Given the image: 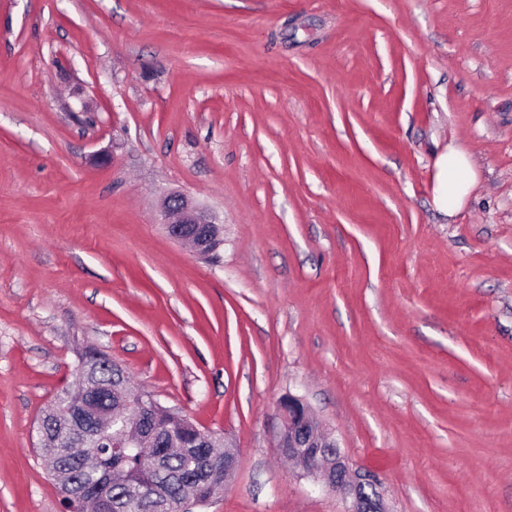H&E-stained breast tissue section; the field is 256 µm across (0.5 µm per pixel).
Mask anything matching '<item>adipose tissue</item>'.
<instances>
[{
    "mask_svg": "<svg viewBox=\"0 0 512 512\" xmlns=\"http://www.w3.org/2000/svg\"><path fill=\"white\" fill-rule=\"evenodd\" d=\"M434 168V204L441 214L453 217L477 179L473 161L464 149L451 144L437 155Z\"/></svg>",
    "mask_w": 512,
    "mask_h": 512,
    "instance_id": "adipose-tissue-1",
    "label": "adipose tissue"
}]
</instances>
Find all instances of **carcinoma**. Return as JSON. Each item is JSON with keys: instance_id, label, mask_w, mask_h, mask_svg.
Masks as SVG:
<instances>
[{"instance_id": "obj_1", "label": "carcinoma", "mask_w": 512, "mask_h": 512, "mask_svg": "<svg viewBox=\"0 0 512 512\" xmlns=\"http://www.w3.org/2000/svg\"><path fill=\"white\" fill-rule=\"evenodd\" d=\"M80 361L92 366L89 383L98 388V395L80 415L63 423L50 416L39 430L41 455L58 456L72 481L70 512H84L81 496L93 489L109 512H142L146 498L151 505L176 512L189 485L199 498H207L211 486L224 477V456L196 445L193 423L173 408L154 411L145 425L148 442L143 448L118 447L124 424L102 430L100 423L136 410L126 400L130 377L109 367L108 356L96 350L80 353Z\"/></svg>"}]
</instances>
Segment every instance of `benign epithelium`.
<instances>
[{
    "instance_id": "benign-epithelium-1",
    "label": "benign epithelium",
    "mask_w": 512,
    "mask_h": 512,
    "mask_svg": "<svg viewBox=\"0 0 512 512\" xmlns=\"http://www.w3.org/2000/svg\"><path fill=\"white\" fill-rule=\"evenodd\" d=\"M168 235L194 248L209 252L210 226L216 217L206 208L181 193H172L160 204ZM280 422L275 435L276 450L288 457L302 475L316 479L345 504L344 512H386L377 480L353 468L329 434L314 429L307 404L302 397L288 394L277 404Z\"/></svg>"
}]
</instances>
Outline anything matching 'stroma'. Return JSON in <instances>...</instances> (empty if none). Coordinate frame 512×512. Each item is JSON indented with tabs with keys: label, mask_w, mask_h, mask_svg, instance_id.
<instances>
[{
	"label": "stroma",
	"mask_w": 512,
	"mask_h": 512,
	"mask_svg": "<svg viewBox=\"0 0 512 512\" xmlns=\"http://www.w3.org/2000/svg\"><path fill=\"white\" fill-rule=\"evenodd\" d=\"M86 347L237 448L194 512H344L290 393L390 512H512V0H0V512H65L38 423ZM434 168V204L441 214L451 218L462 207L477 172L470 155L451 143L437 155ZM160 213L171 238L188 244L200 254L209 252V226L219 223L208 209L184 194L172 193L161 201ZM276 418L280 422L275 435L277 452L287 456L303 476L314 477L323 488L336 493L345 504L344 512H388L375 477L354 469L335 440L314 429L302 397H282Z\"/></svg>",
	"instance_id": "stroma-1"
}]
</instances>
